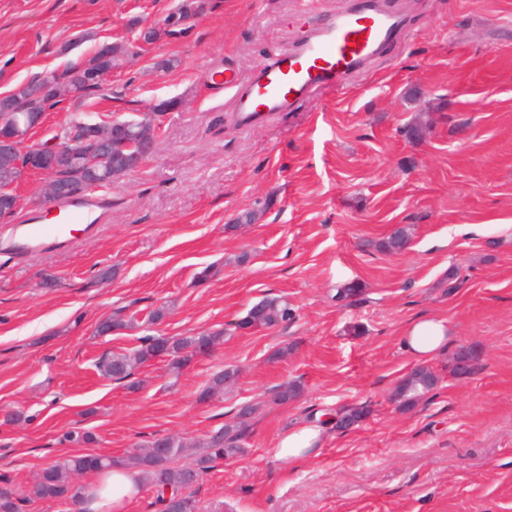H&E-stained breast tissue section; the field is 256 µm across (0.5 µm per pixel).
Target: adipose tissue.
<instances>
[{
  "label": "adipose tissue",
  "mask_w": 512,
  "mask_h": 512,
  "mask_svg": "<svg viewBox=\"0 0 512 512\" xmlns=\"http://www.w3.org/2000/svg\"><path fill=\"white\" fill-rule=\"evenodd\" d=\"M450 340L447 320L422 316L406 329L401 345L415 360L428 361L441 353ZM323 424L312 422L291 429L280 441L278 456L292 464H300L314 455L321 443ZM137 470L116 466L107 473L86 474V492L81 506L84 512H129L138 493Z\"/></svg>",
  "instance_id": "ef3b65f1"
}]
</instances>
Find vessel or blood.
<instances>
[{
  "mask_svg": "<svg viewBox=\"0 0 512 512\" xmlns=\"http://www.w3.org/2000/svg\"><path fill=\"white\" fill-rule=\"evenodd\" d=\"M401 26L400 14L382 7L379 0L310 16L307 31L294 48L272 57L246 81L225 79L238 122L249 126L262 117L292 111L305 99L336 87L385 50ZM108 205L106 198L92 193L79 204H54L56 223L28 225L27 236L34 241L66 237L71 225L85 223L89 214Z\"/></svg>",
  "mask_w": 512,
  "mask_h": 512,
  "instance_id": "vessel-or-blood-1",
  "label": "vessel or blood"
}]
</instances>
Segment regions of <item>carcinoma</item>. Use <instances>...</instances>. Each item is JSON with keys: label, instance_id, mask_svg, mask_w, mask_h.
Instances as JSON below:
<instances>
[{"label": "carcinoma", "instance_id": "obj_1", "mask_svg": "<svg viewBox=\"0 0 512 512\" xmlns=\"http://www.w3.org/2000/svg\"><path fill=\"white\" fill-rule=\"evenodd\" d=\"M205 9V0H180L175 10L165 20L161 27H151L147 32L140 33V37L148 43L160 40L164 36H172L183 32L182 22L188 18L201 14ZM126 49L119 43H108L107 50L96 46L94 51L77 63L67 64L55 70L51 82L43 78H33L28 85L33 89H42L39 98L19 94L9 97L8 112L21 122L31 120L41 112L55 108L60 100L53 94L54 85L61 82H70L71 76L81 73L83 79L77 82L81 87L77 98L87 100L101 91L97 77L103 67L110 68L119 65L125 55ZM86 132L84 122L72 118L60 126L55 137L67 142L80 139ZM60 179L68 182L74 195H79L91 188L88 176L75 170L71 162L67 161L52 169ZM19 182L18 169L15 160H0V216L9 213L14 197L5 187ZM410 238V229L402 227L392 233L381 247L388 252H397L404 249ZM292 312L288 302L277 297L265 298L250 308L241 322L257 327H271L291 319ZM133 326V321L123 320L119 317H107L99 321L97 331L107 333L112 330H122ZM222 331H200L189 336H152L131 354H114L103 358L99 369L103 375L116 379H124L132 371L149 361L164 357L171 370L180 373L194 357L210 352L211 348L223 338ZM237 370L227 368L213 375L207 387L202 391L201 398H211L224 393V387L234 383ZM437 385V377L432 371L421 369L410 373L396 387L394 400L403 407H411L426 393L432 391ZM246 411H239L235 420L224 423V426L211 433L197 444L199 452L196 460L213 463L225 457L234 456L241 451V442L246 436L247 422L257 411L252 404L245 405ZM345 416L348 426H355L362 422L369 414L366 406H349L339 410ZM184 451V445L176 436L157 438L150 445L140 449L139 452L123 459H114L99 454H85L57 460L41 470L36 481L27 486L23 492L11 487L0 488V512H18V501H39L53 503L59 500L79 501L83 496L82 487L75 482V477L86 470H109L114 466L122 465L138 470L141 484L154 489L155 503L159 512H196L195 501L187 495L181 500L168 504L167 496H175L183 488L196 484L206 468L196 470L190 464H177V460Z\"/></svg>", "mask_w": 512, "mask_h": 512}]
</instances>
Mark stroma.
<instances>
[{"instance_id": "stroma-1", "label": "stroma", "mask_w": 512, "mask_h": 512, "mask_svg": "<svg viewBox=\"0 0 512 512\" xmlns=\"http://www.w3.org/2000/svg\"><path fill=\"white\" fill-rule=\"evenodd\" d=\"M178 2L0 0V94L99 41L126 49L97 104L65 98L32 142L73 117L138 119L178 103L159 118L154 155L105 188L103 222L23 248L47 182L34 173L0 222V486L171 435L188 462L254 403L241 453L191 488L198 512H512V0H400L404 30L361 74L251 127L225 76L292 48L306 8L357 0H206L184 33L140 45L139 30ZM165 59L173 68L157 69ZM247 211L256 221L238 223ZM398 225L411 241L386 252ZM352 282L360 296L337 301ZM269 296L288 300L294 320L236 330ZM160 306L163 322L147 323ZM421 314L446 318L454 337L429 363L437 387L406 410L392 400L414 367L400 337ZM113 315L134 328L96 334ZM199 331L224 341L180 374L161 359L122 380L98 369L145 337ZM463 349L478 360L461 376ZM227 367L236 381L200 400ZM286 382L300 395L273 403ZM351 405L369 416L326 427L311 461L278 457L288 429ZM73 430L95 443L65 441Z\"/></svg>"}]
</instances>
